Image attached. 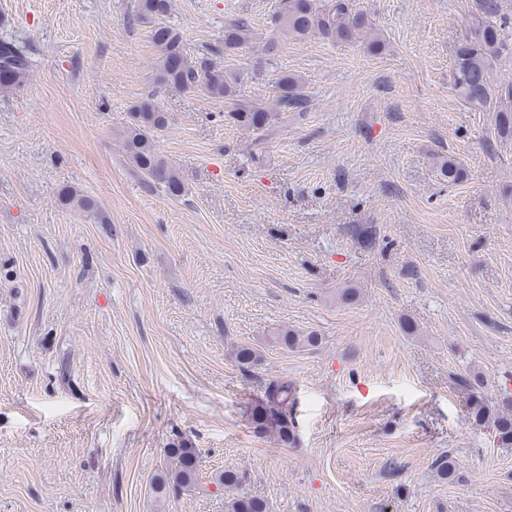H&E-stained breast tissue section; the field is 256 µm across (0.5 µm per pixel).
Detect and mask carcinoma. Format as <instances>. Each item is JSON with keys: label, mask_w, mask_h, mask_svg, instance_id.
<instances>
[{"label": "carcinoma", "mask_w": 512, "mask_h": 512, "mask_svg": "<svg viewBox=\"0 0 512 512\" xmlns=\"http://www.w3.org/2000/svg\"><path fill=\"white\" fill-rule=\"evenodd\" d=\"M173 0H138L135 19L151 27L153 42L159 50L157 81L179 90L205 92L209 97L227 104L224 119L257 134L255 145L263 144L264 133L271 130L288 112L308 110L310 96L301 78L292 73L281 75L278 93L271 103H256L241 93L242 75L222 65V61L256 44L257 34L247 16H239L224 24L222 46L208 48L191 59L183 48L182 36L165 22L172 11ZM497 0H481L480 13L471 17L465 38L456 46L453 57L452 87L456 96L471 108L491 112L499 136L512 138V82L497 78L496 68L505 48L506 23H496ZM272 36L264 42L266 55L276 53L282 39L306 40L311 37L336 43L358 44L375 53L383 41L368 16L351 7L350 0H279L270 19ZM30 59L25 46L0 40V89L15 90L26 82ZM169 123L164 112L147 97L132 110V122L120 133L124 153L143 177L147 189L162 190L180 196L184 184L173 164L156 149L154 133ZM438 176L452 184L464 178L463 170L451 158L435 157ZM62 201L89 215L98 213L92 198L72 189H63ZM276 345L288 350L314 347L318 337L304 336L294 329L281 328L272 336ZM235 362L248 371L262 361L260 352L248 345L233 350ZM294 404L292 384L280 377L265 382L262 397L251 409L250 419L256 434L274 439L282 446L297 442L295 422L291 416ZM468 419L478 427L492 430L498 447H512V396H504L491 406L481 399L467 408ZM166 476L157 485L162 495L182 491L200 495L224 496V512H273V505L262 497L241 492L244 475L225 469L209 480L200 477L199 451L192 443L181 440L167 449ZM437 477L447 480L454 475L457 463L449 455H440L432 462ZM214 488H209V485Z\"/></svg>", "instance_id": "1"}]
</instances>
